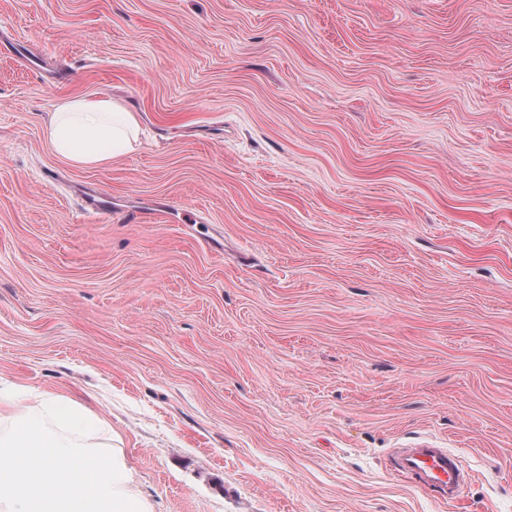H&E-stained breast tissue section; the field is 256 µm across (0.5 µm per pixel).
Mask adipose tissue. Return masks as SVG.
<instances>
[{
	"label": "adipose tissue",
	"mask_w": 512,
	"mask_h": 512,
	"mask_svg": "<svg viewBox=\"0 0 512 512\" xmlns=\"http://www.w3.org/2000/svg\"><path fill=\"white\" fill-rule=\"evenodd\" d=\"M44 135L59 159L100 169L137 149L140 125L135 112L108 96H71L56 103Z\"/></svg>",
	"instance_id": "adipose-tissue-1"
}]
</instances>
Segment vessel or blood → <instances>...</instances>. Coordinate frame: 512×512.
<instances>
[{
  "label": "vessel or blood",
  "instance_id": "1",
  "mask_svg": "<svg viewBox=\"0 0 512 512\" xmlns=\"http://www.w3.org/2000/svg\"><path fill=\"white\" fill-rule=\"evenodd\" d=\"M400 473L429 488L444 501L456 502L465 486L463 463L454 452L423 443L395 454Z\"/></svg>",
  "mask_w": 512,
  "mask_h": 512
}]
</instances>
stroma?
<instances>
[{
  "label": "stroma",
  "instance_id": "obj_1",
  "mask_svg": "<svg viewBox=\"0 0 512 512\" xmlns=\"http://www.w3.org/2000/svg\"><path fill=\"white\" fill-rule=\"evenodd\" d=\"M0 42L1 388L152 512H512V0H0ZM100 94L142 143L71 167ZM44 135L59 159L100 169L137 149L140 125L136 112L108 96H71L56 103ZM395 459L400 473L429 488L439 499L454 503L462 497L465 486L463 463L447 448L418 444L400 448Z\"/></svg>",
  "mask_w": 512,
  "mask_h": 512
}]
</instances>
